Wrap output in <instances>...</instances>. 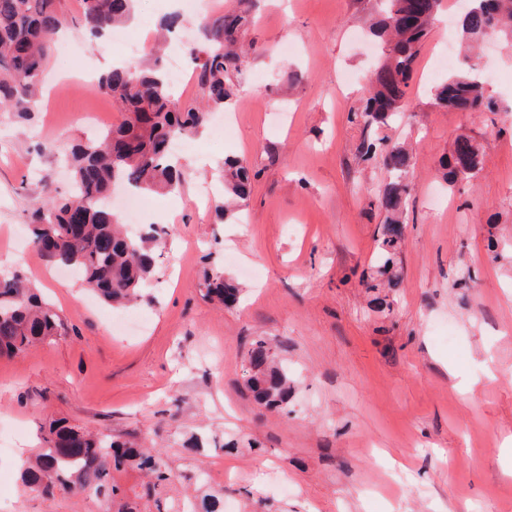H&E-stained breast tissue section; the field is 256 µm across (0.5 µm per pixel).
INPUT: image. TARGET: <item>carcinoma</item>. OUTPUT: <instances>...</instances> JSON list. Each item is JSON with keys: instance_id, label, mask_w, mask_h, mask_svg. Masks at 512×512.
<instances>
[{"instance_id": "1", "label": "carcinoma", "mask_w": 512, "mask_h": 512, "mask_svg": "<svg viewBox=\"0 0 512 512\" xmlns=\"http://www.w3.org/2000/svg\"><path fill=\"white\" fill-rule=\"evenodd\" d=\"M77 32L98 38L125 24L137 0H80ZM377 28L384 62L371 88L348 122L365 128L388 127L411 85L418 55L431 33L442 0H376ZM462 36L480 38L490 31L512 30V0H466ZM65 21V0H0V109L26 120L36 111L41 76L51 40ZM250 24L245 8L203 22L205 42L189 50L201 100L175 105L168 73L159 58L138 67L113 66L93 85L120 107L122 121L75 145L67 159L70 190L46 186L45 203L30 217L34 250L46 261L71 267L103 302L119 309L143 300L142 284L154 276L166 248L167 232L154 226L129 236L109 205L118 187L134 193H176L185 174L170 156L173 139L205 128L214 112L224 110L237 91L235 79L246 62L240 44ZM435 105L460 112H492L482 82L467 74L448 76L432 90ZM362 161L382 162L394 174L375 197L384 219L377 229L375 271L362 278L374 302L390 306L384 288H397V257L410 185L411 156L388 137L362 138ZM479 152L467 139L456 142L443 167L448 182L461 179L465 166L475 170ZM252 191L249 165L224 160V194L215 206L220 221L235 218ZM206 295L226 305L239 300L240 288L220 272L205 279ZM63 319L41 301L20 271L0 273V357H11L59 335ZM251 373L245 387L264 409L288 411L293 380L277 345L257 337L248 350ZM43 447L21 463L20 480L46 499L57 495L76 501L94 494L105 512H220L221 498L202 481L203 468L191 462L173 466L169 450L132 436L93 433L64 419L43 431Z\"/></svg>"}]
</instances>
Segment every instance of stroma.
Instances as JSON below:
<instances>
[{"instance_id":"35a3bbf8","label":"stroma","mask_w":512,"mask_h":512,"mask_svg":"<svg viewBox=\"0 0 512 512\" xmlns=\"http://www.w3.org/2000/svg\"><path fill=\"white\" fill-rule=\"evenodd\" d=\"M449 30L423 45L401 123L386 128L413 158L411 192L390 307L361 285L378 252L375 191L388 178L359 160L347 121L381 48L369 0H254L255 52L238 77L224 140L196 137L198 164L180 193L159 194L138 224L172 244L148 306L121 312L84 291L67 269L26 259L9 233L29 235L46 186L66 191L61 164L89 131L79 115L122 114L75 80L120 61L111 41L76 37V57L52 55L38 110L0 112V271L23 268L64 317L54 340L0 358V512H100L94 496L45 500L23 487L19 463L53 418L107 434H163L172 461L190 434L199 460L224 476L226 512H512V36L483 39L495 114L447 112L432 89L448 42H461L457 0ZM55 140L43 153L37 143ZM481 170L454 184L442 162L457 140ZM257 173L239 221H215L224 159ZM497 249H490V241ZM227 306L205 298V274L239 279ZM470 279H463V271ZM281 340L296 388L284 415L260 409L244 386L254 337ZM453 373H445V366Z\"/></svg>"}]
</instances>
